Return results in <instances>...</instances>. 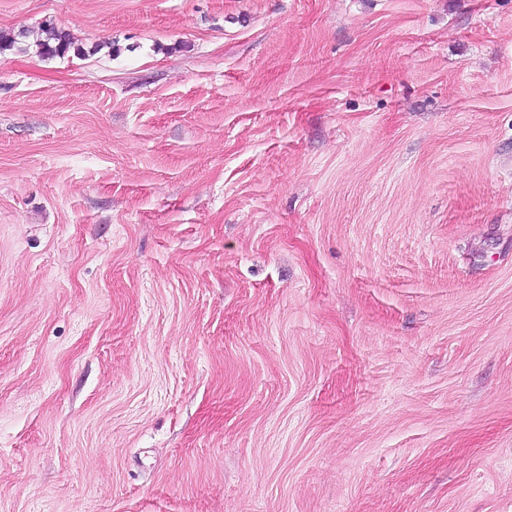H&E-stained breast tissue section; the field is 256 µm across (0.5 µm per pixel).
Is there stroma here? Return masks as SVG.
<instances>
[{
  "instance_id": "1",
  "label": "stroma",
  "mask_w": 512,
  "mask_h": 512,
  "mask_svg": "<svg viewBox=\"0 0 512 512\" xmlns=\"http://www.w3.org/2000/svg\"><path fill=\"white\" fill-rule=\"evenodd\" d=\"M21 29L0 512H512V0H0ZM35 46L39 56L46 59L63 58L72 51L75 54L84 55L97 53L101 49L100 44H95L88 50L85 49L76 44L69 32L52 23L42 25L40 38L37 39Z\"/></svg>"
}]
</instances>
